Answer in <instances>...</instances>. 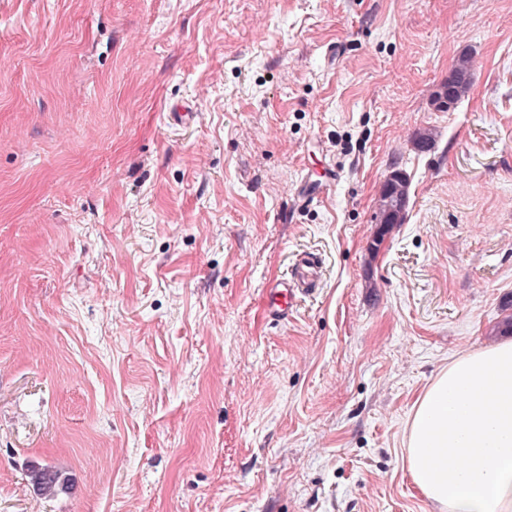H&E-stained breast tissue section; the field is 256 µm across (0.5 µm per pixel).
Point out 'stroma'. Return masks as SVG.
<instances>
[{"label": "stroma", "mask_w": 512, "mask_h": 512, "mask_svg": "<svg viewBox=\"0 0 512 512\" xmlns=\"http://www.w3.org/2000/svg\"><path fill=\"white\" fill-rule=\"evenodd\" d=\"M510 315L512 0H0V512H435L406 420ZM471 68L469 55L461 54L454 64L448 82L443 83L435 94L438 109L449 110L471 90L473 85V72H471L473 69ZM393 172L400 178L398 183L386 178L382 184L378 199L380 224H401L405 220L408 180L402 172ZM300 287L303 289L294 279H278L270 283L267 289L268 313L278 319H288L291 301ZM28 472L33 489L41 495L54 496L70 489V478L54 467L31 465Z\"/></svg>", "instance_id": "1"}]
</instances>
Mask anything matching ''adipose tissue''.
<instances>
[{"mask_svg": "<svg viewBox=\"0 0 512 512\" xmlns=\"http://www.w3.org/2000/svg\"><path fill=\"white\" fill-rule=\"evenodd\" d=\"M403 461L439 512H512V341L441 370L407 419Z\"/></svg>", "mask_w": 512, "mask_h": 512, "instance_id": "obj_1", "label": "adipose tissue"}]
</instances>
